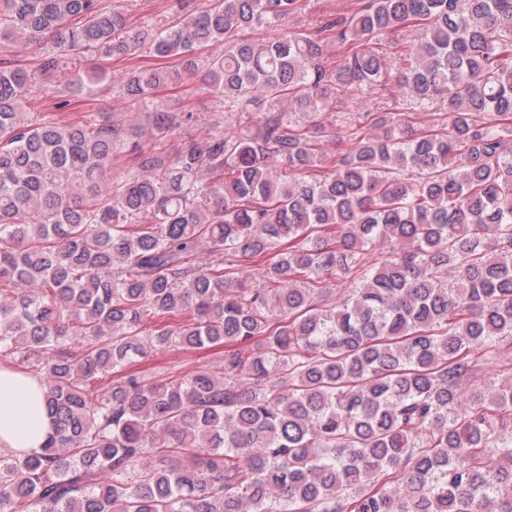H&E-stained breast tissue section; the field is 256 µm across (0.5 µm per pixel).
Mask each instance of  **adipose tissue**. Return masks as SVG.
I'll return each instance as SVG.
<instances>
[{"label": "adipose tissue", "mask_w": 512, "mask_h": 512, "mask_svg": "<svg viewBox=\"0 0 512 512\" xmlns=\"http://www.w3.org/2000/svg\"><path fill=\"white\" fill-rule=\"evenodd\" d=\"M45 387L37 378L0 368V447L19 455L40 453L50 431Z\"/></svg>", "instance_id": "adipose-tissue-1"}]
</instances>
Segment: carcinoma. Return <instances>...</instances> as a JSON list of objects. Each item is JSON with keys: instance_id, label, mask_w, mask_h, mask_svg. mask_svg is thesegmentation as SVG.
Returning a JSON list of instances; mask_svg holds the SVG:
<instances>
[{"instance_id": "1", "label": "carcinoma", "mask_w": 512, "mask_h": 512, "mask_svg": "<svg viewBox=\"0 0 512 512\" xmlns=\"http://www.w3.org/2000/svg\"><path fill=\"white\" fill-rule=\"evenodd\" d=\"M176 2L155 28L0 0L1 49L50 42L0 57V364L52 420L40 453L0 450V512H512V377L461 389L512 348V0H350L305 31L302 0ZM407 28V110L363 133L339 95L382 85L377 38ZM144 53L164 65L67 71ZM200 72L244 129L142 147L193 122L153 96ZM45 78L58 109L113 84L146 127L38 120ZM171 347L224 364L137 369ZM46 44V39L42 40L40 43L37 42L31 45H24L22 43H18L13 48L4 49L8 52H3L2 54L6 57L12 56L15 59L22 60L23 63L30 67H35L37 64L38 56L44 51Z\"/></svg>"}]
</instances>
